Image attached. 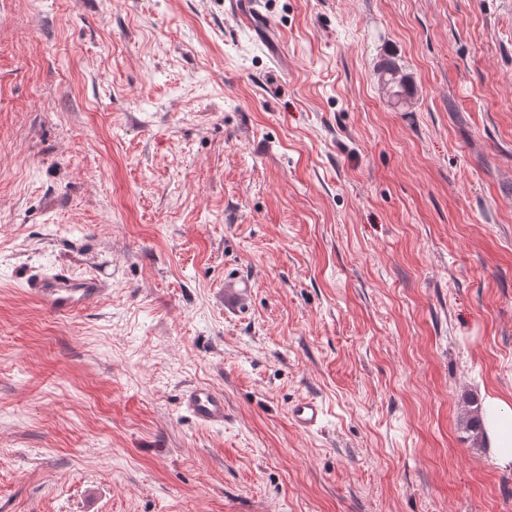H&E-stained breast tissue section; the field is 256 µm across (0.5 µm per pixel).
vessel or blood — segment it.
Returning <instances> with one entry per match:
<instances>
[{
  "instance_id": "b4317fda",
  "label": "vessel or blood",
  "mask_w": 512,
  "mask_h": 512,
  "mask_svg": "<svg viewBox=\"0 0 512 512\" xmlns=\"http://www.w3.org/2000/svg\"><path fill=\"white\" fill-rule=\"evenodd\" d=\"M30 293L50 312L72 314L98 301L104 294L102 281L94 276L78 277L64 269H56L28 282ZM186 409L206 425L224 422V396L215 389L196 385L183 397ZM324 415L322 406L313 400L302 401L291 409V418L302 430L317 426Z\"/></svg>"
}]
</instances>
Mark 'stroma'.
I'll use <instances>...</instances> for the list:
<instances>
[{"label": "stroma", "mask_w": 512, "mask_h": 512, "mask_svg": "<svg viewBox=\"0 0 512 512\" xmlns=\"http://www.w3.org/2000/svg\"><path fill=\"white\" fill-rule=\"evenodd\" d=\"M489 395L512 0H0V512H512ZM381 78L383 89L388 94L391 103L394 105L408 104L411 94L410 85L400 67L394 62L387 63L381 70ZM27 288L47 310L63 315L96 303L105 292L99 278L78 277L64 269L39 275L27 283ZM183 404L202 424L224 423V395L209 386L196 385L189 388L184 394ZM324 415L323 407L316 401H302L291 409V418L302 430L308 431L317 426Z\"/></svg>", "instance_id": "35a3bbf8"}]
</instances>
